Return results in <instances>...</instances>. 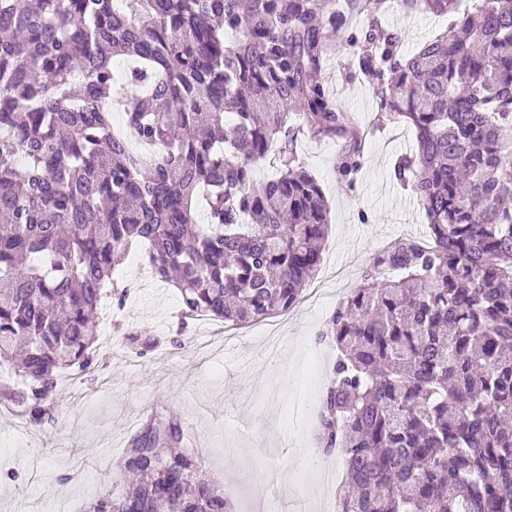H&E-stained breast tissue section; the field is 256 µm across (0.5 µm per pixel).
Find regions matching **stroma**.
Wrapping results in <instances>:
<instances>
[{
    "label": "stroma",
    "instance_id": "stroma-1",
    "mask_svg": "<svg viewBox=\"0 0 512 512\" xmlns=\"http://www.w3.org/2000/svg\"><path fill=\"white\" fill-rule=\"evenodd\" d=\"M350 23L320 60L317 75L363 135L354 184L337 173L351 133L298 131L295 165L318 181L329 204L322 261L286 313L238 329L188 319L177 292L158 287L130 253L112 297L99 309L91 366L63 378L41 423L0 406V512H84L107 485L143 411L176 416L201 469L235 512H326L325 466L344 473L341 453L324 455L315 423L336 351L320 332L390 240L428 239L424 213L393 169L413 148V131L381 110L374 79L352 56L349 36L365 27L354 0H336ZM384 27L413 51L445 32L450 17L393 6ZM137 333L129 342L127 333Z\"/></svg>",
    "mask_w": 512,
    "mask_h": 512
}]
</instances>
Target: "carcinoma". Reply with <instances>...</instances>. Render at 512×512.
<instances>
[{"label": "carcinoma", "instance_id": "carcinoma-1", "mask_svg": "<svg viewBox=\"0 0 512 512\" xmlns=\"http://www.w3.org/2000/svg\"><path fill=\"white\" fill-rule=\"evenodd\" d=\"M402 7L455 16L412 55L391 33L358 53L415 134L394 176L432 244L395 240L331 317L317 439L343 450L338 512H512V0ZM345 26L332 0H0V364L21 379L1 406L39 423L60 373L91 365L133 248L190 315L240 327L296 304L329 206L285 153L304 127L351 125L315 75ZM128 94L147 154L112 131ZM276 153L279 176L255 181ZM360 167L354 146L338 173ZM182 441L173 415L148 416L86 512H234Z\"/></svg>", "mask_w": 512, "mask_h": 512}]
</instances>
